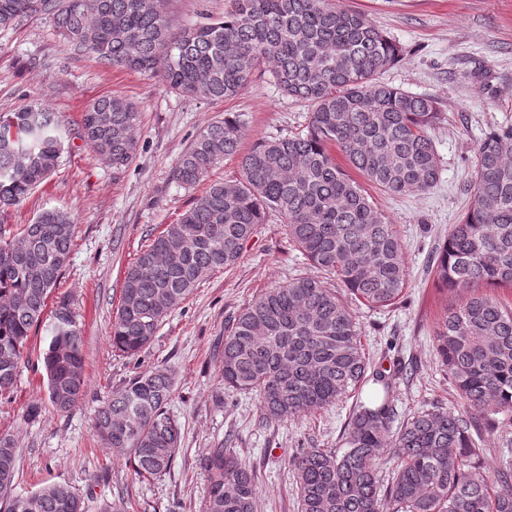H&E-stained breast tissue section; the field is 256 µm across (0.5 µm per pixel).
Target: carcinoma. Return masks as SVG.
Instances as JSON below:
<instances>
[{
  "label": "carcinoma",
  "mask_w": 512,
  "mask_h": 512,
  "mask_svg": "<svg viewBox=\"0 0 512 512\" xmlns=\"http://www.w3.org/2000/svg\"><path fill=\"white\" fill-rule=\"evenodd\" d=\"M47 13L66 42L112 67L157 75L179 95L226 100L258 72L311 106L305 130L258 141L241 156L240 178L215 182L168 224L124 272L110 340L135 358L162 322L210 274L233 267L243 244L277 212L288 240L370 308L393 305L408 283L405 247L356 172L394 195L425 192L441 175L429 131L437 102L380 80L402 49L366 15L340 0H234L222 20L177 27L161 0H0V28ZM137 105L101 97L82 113L78 137L123 172L139 151ZM242 120L207 126L180 157L174 178L198 184L240 152ZM63 135L55 113L29 105L0 114V212L18 205L58 166ZM341 153L344 163L336 160ZM74 243L70 216L44 210L30 224L0 221V401L9 400L31 332L43 322ZM437 276L463 294L435 331L437 355L465 404L433 407L391 430L393 375L370 366L351 307L326 282L297 277L250 301L218 349L224 386L259 397V422L282 423L325 409L371 382L381 395L355 406L342 452L307 448L290 464L299 512H512V466L494 473L471 429L499 427L512 413V309L482 292L512 288V125L476 148L473 194L439 248ZM47 325L43 354L48 401L67 412L84 398V336L63 297ZM174 379L163 366L137 372L97 411L102 444L139 477L174 467L181 429L169 412ZM0 512H86L67 484L11 495L14 439L0 438ZM395 449L383 475L380 450ZM207 474L205 512H255L253 469L219 442L199 459Z\"/></svg>",
  "instance_id": "obj_1"
}]
</instances>
